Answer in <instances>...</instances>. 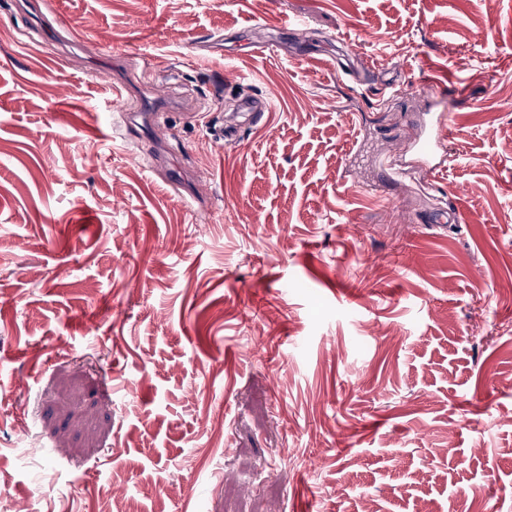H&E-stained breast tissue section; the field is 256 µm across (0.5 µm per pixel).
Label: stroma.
<instances>
[{"mask_svg":"<svg viewBox=\"0 0 512 512\" xmlns=\"http://www.w3.org/2000/svg\"><path fill=\"white\" fill-rule=\"evenodd\" d=\"M35 19L0 0V512H512V0ZM124 72L221 100L137 138ZM450 134L448 114L445 112L436 113L430 122L426 140L416 145L415 155L418 161L430 168L434 167L433 161L446 154Z\"/></svg>","mask_w":512,"mask_h":512,"instance_id":"1","label":"stroma"}]
</instances>
